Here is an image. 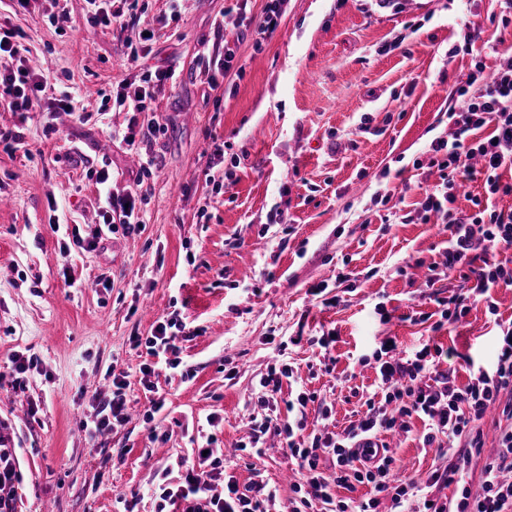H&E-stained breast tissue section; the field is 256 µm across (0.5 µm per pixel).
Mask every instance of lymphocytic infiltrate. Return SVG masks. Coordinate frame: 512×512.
<instances>
[{
    "mask_svg": "<svg viewBox=\"0 0 512 512\" xmlns=\"http://www.w3.org/2000/svg\"><path fill=\"white\" fill-rule=\"evenodd\" d=\"M87 3L88 25L119 28L128 59L137 60L146 42L143 31L132 21L138 0H118L112 7L107 0ZM24 38L20 27H0V105L19 115L45 107L52 113H67L82 125L95 121V113L80 108L70 94H56L47 76L31 67ZM174 77L171 69L147 71L138 81L125 82L113 92V109L131 115L123 136L128 151L139 152L143 140L162 132L153 105L155 90ZM475 83L480 84L482 92L472 97L468 87ZM456 95L460 103L448 111L454 127L451 139H435L427 149L428 165L438 170L440 181L419 190L421 211L443 216L448 251L441 266L466 283L465 288L441 302V319L449 323L466 317L479 301L485 302L490 315H497L493 291L512 288V266L495 254L498 247L512 246V211L504 212L494 205L497 196L512 194V183L501 182L498 174L499 169L512 167V56L504 58L491 72L483 61H475ZM484 127L489 128V135L472 138V131ZM90 177L98 192L102 222L90 237L74 235L73 243L92 250L101 241L103 231L120 226L125 233H133L139 231L142 219L136 209V194L113 193L108 167L91 170ZM477 179L482 182V192L472 199L475 213L459 214L453 207L459 189ZM441 266L428 264L425 287H434ZM185 328L182 319H159L150 336L134 335L130 341L133 347H146L152 356L174 354ZM501 331L504 346L495 368L479 372L462 387L455 385L452 369L442 368L443 349L434 341H427L411 358L401 357L396 345L381 343L373 354L372 367L382 396L367 398L357 423L339 434L307 432L308 405H316L324 421L332 417L331 406L316 393L300 388L283 392L284 382L294 381V371L287 364L271 366L261 378V393L252 404L249 445L255 455H262L267 435L274 434L294 460L300 478L291 485L288 512H311L317 502L335 504L336 512H406V502L420 487L441 485L453 486V496L444 501L421 500L417 512H512V322L502 325ZM130 385L129 373L121 371L113 374L110 393L94 395V413L80 424L88 443L127 423L126 391ZM282 404L290 411V418L277 416ZM494 411L506 424L498 429L496 452L485 457L481 454L485 444L483 425L487 414ZM416 419L425 424L423 447H451L447 467L433 470L421 484L399 480L395 459L389 454L375 467L357 465L349 451L352 442L364 435L410 432ZM458 440L463 443L459 449L454 446ZM206 443L207 454L184 461L179 483H169L165 473H157L156 512H268L275 491L261 485L240 488L236 477L224 470V450L218 447L216 437H208ZM325 455L330 456L333 465L329 474L321 466ZM477 456L484 462L481 486L475 492L464 476ZM360 485L367 486L368 493L357 500L351 493ZM336 487L347 490V497L334 499L332 490Z\"/></svg>",
    "mask_w": 512,
    "mask_h": 512,
    "instance_id": "f902f5d3",
    "label": "lymphocytic infiltrate"
}]
</instances>
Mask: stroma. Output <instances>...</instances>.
Here are the masks:
<instances>
[{
  "label": "stroma",
  "instance_id": "obj_1",
  "mask_svg": "<svg viewBox=\"0 0 512 512\" xmlns=\"http://www.w3.org/2000/svg\"><path fill=\"white\" fill-rule=\"evenodd\" d=\"M504 7L399 0L390 12L375 0H288L258 46L241 33L236 0H188L164 29L157 19L169 0H140L134 23L156 35L132 64L116 29L88 28L85 0H29L26 11L0 13V24L25 30L56 90L78 92L88 112L102 110L100 92L113 84L176 71L175 83L156 92L167 130L145 145L162 158L145 179L109 134L125 128L127 113L82 127L60 112V133L47 139L46 113L23 120L0 108V128L22 126L27 141L23 151L0 147V375L11 374L10 352L37 361L23 387L0 384V440L14 448L21 473L17 512H124L127 499L135 512H155L156 472L178 482L181 459L211 435L227 473L275 490L268 509L282 512L295 472L279 437L268 436L251 468L240 449L249 403L276 359L332 405L336 432L357 421L362 395L374 392L375 373L360 360L385 338L411 355L435 336L461 387L473 368L495 367L497 322L512 320V288L498 289L497 315L478 302L439 332L420 322L457 286L444 277L431 288L412 285L416 260L441 262L448 237L402 185L438 181L425 150L451 136L448 109L469 72V58L448 57L463 37L460 17L479 16L473 52L492 69L512 56V41L499 39ZM219 41L241 69L212 91L202 51ZM104 161L116 192L138 187L144 222L85 250L73 246L70 227L49 224V204L63 205L73 224H97L86 173ZM210 173L225 187L213 189ZM320 283L339 305L312 302L308 290ZM176 315L189 331L178 367L158 364L151 389L132 383L127 423L88 455L78 427L94 394L110 391V365L138 372L150 357L131 336H149L157 319ZM330 332L327 371L317 340ZM154 400L162 407L149 421ZM423 430L418 421L389 439L405 475L421 483L449 461L421 446Z\"/></svg>",
  "mask_w": 512,
  "mask_h": 512
}]
</instances>
